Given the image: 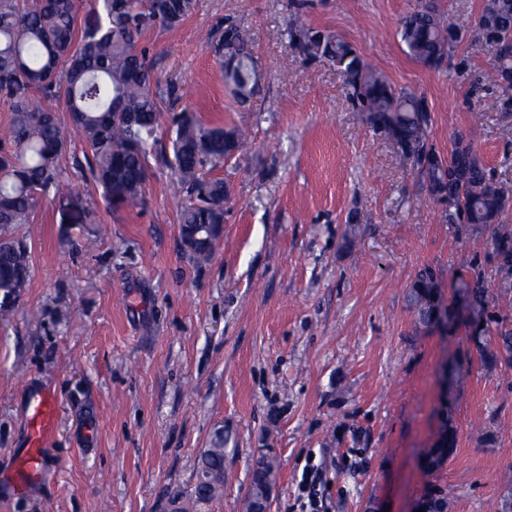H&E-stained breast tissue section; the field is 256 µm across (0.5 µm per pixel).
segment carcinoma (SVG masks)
Returning <instances> with one entry per match:
<instances>
[{
	"mask_svg": "<svg viewBox=\"0 0 512 512\" xmlns=\"http://www.w3.org/2000/svg\"><path fill=\"white\" fill-rule=\"evenodd\" d=\"M83 0H0V105L10 112L0 130V227L33 223L41 196L66 194L73 184L60 159L72 135L83 145L84 160L74 168L88 169L114 209L135 203L142 195L159 142L162 91L154 81L148 52L139 47L152 29H172L195 10L197 0H93L96 22L78 28ZM294 48L308 59L336 62L356 112L370 127L389 137L409 161L429 193L448 205V221L458 230L493 227L496 273L504 286L491 289L479 269L461 274L453 284L465 297L468 315L462 320L479 352L480 367L495 373L512 367V323L500 311L512 312V225L498 222L512 204V185L496 181L471 144L458 137L448 156L435 150L428 100L394 86L373 70L357 49L331 30L306 26L295 18L288 31ZM401 39L420 64L442 65L460 43H493L497 64L494 83L512 72V0H485L475 26L462 32L434 0H418L401 25ZM224 85L242 103L257 92L258 57L249 33L232 22L207 35ZM64 95L70 128L42 98ZM172 160L178 188L187 193L180 224L224 223V181L205 179L202 170L242 150L244 134L206 126L183 111L170 120ZM30 267L25 247L0 238V298L16 299L27 287ZM435 273L426 268L414 280L408 303L415 323L434 324L440 300ZM231 437L214 430L209 447L197 462L195 486L171 496L178 512H201L224 491V463ZM456 432L443 425L426 466L436 471L456 450ZM277 466L267 455L251 471L246 512L270 496ZM451 492L430 486L421 498L424 512H448Z\"/></svg>",
	"mask_w": 512,
	"mask_h": 512,
	"instance_id": "cac0c4a2",
	"label": "carcinoma"
}]
</instances>
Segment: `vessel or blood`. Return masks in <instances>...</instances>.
Listing matches in <instances>:
<instances>
[{"instance_id": "vessel-or-blood-1", "label": "vessel or blood", "mask_w": 512, "mask_h": 512, "mask_svg": "<svg viewBox=\"0 0 512 512\" xmlns=\"http://www.w3.org/2000/svg\"><path fill=\"white\" fill-rule=\"evenodd\" d=\"M29 444L12 475L18 491H33L41 482L46 461L42 446L54 421V401L49 391L42 387L30 388L27 396Z\"/></svg>"}]
</instances>
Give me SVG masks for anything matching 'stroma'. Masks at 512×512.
<instances>
[{
  "instance_id": "stroma-1",
  "label": "stroma",
  "mask_w": 512,
  "mask_h": 512,
  "mask_svg": "<svg viewBox=\"0 0 512 512\" xmlns=\"http://www.w3.org/2000/svg\"><path fill=\"white\" fill-rule=\"evenodd\" d=\"M416 0H198L179 27L141 39L180 111L240 129L247 148L205 169L223 180L224 229L211 256L182 246L162 128L145 194L113 210L75 178L32 223L27 288L0 307V473L26 446L25 390L55 402L47 475L29 494L0 485V512H159L191 490L215 428L231 437L224 493L204 512H245L254 460L278 468L270 512H290L310 458L324 460L329 512H414L431 483L449 512H496L512 488V369L488 375L464 330L418 327L407 292L426 267L441 303L479 267L496 284L491 232L457 231L410 164L354 112L330 59L294 50V16L353 44L396 87L424 95L431 138L470 142L512 183V86L488 82L496 48L462 42L440 67L415 61L400 20ZM248 28L260 91L238 104L206 31ZM96 209V223L81 220ZM468 376L457 387L451 371ZM458 445L425 466L442 425Z\"/></svg>"
}]
</instances>
